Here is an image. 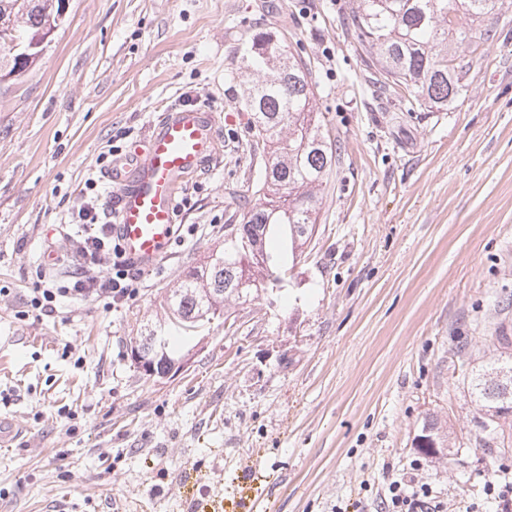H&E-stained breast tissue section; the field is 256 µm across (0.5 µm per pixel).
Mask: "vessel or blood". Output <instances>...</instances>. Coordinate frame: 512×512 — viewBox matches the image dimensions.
Returning <instances> with one entry per match:
<instances>
[{
  "instance_id": "vessel-or-blood-1",
  "label": "vessel or blood",
  "mask_w": 512,
  "mask_h": 512,
  "mask_svg": "<svg viewBox=\"0 0 512 512\" xmlns=\"http://www.w3.org/2000/svg\"><path fill=\"white\" fill-rule=\"evenodd\" d=\"M218 117L208 106L170 108L151 134L133 142L107 174L121 248L135 268L162 264L178 233L186 181L217 152Z\"/></svg>"
}]
</instances>
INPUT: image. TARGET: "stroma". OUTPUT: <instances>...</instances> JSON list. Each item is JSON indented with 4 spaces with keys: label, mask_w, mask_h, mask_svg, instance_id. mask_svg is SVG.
<instances>
[{
    "label": "stroma",
    "mask_w": 512,
    "mask_h": 512,
    "mask_svg": "<svg viewBox=\"0 0 512 512\" xmlns=\"http://www.w3.org/2000/svg\"><path fill=\"white\" fill-rule=\"evenodd\" d=\"M353 0H70L35 72L0 84V512H380L413 472L447 512H496L512 467L483 447L465 380L512 328V22L489 19L465 96L408 109L382 89ZM285 34L336 145L316 233L288 286L194 340L187 372L148 381L127 348L165 293L224 248L264 166L240 56ZM206 104L219 150L184 187L170 257L104 310L28 311L40 257L71 259L67 210L111 137L144 140L160 107ZM447 463L411 465L427 416Z\"/></svg>",
    "instance_id": "1"
}]
</instances>
